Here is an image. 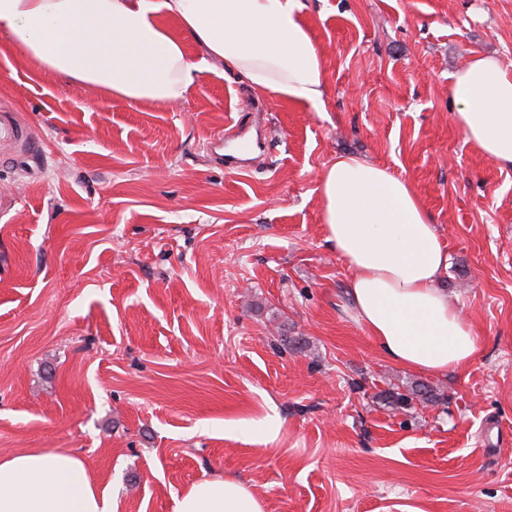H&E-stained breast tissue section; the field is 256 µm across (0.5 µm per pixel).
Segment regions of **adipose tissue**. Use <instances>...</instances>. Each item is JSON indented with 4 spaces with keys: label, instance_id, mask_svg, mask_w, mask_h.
<instances>
[{
    "label": "adipose tissue",
    "instance_id": "1",
    "mask_svg": "<svg viewBox=\"0 0 512 512\" xmlns=\"http://www.w3.org/2000/svg\"><path fill=\"white\" fill-rule=\"evenodd\" d=\"M174 20L171 34L165 19ZM201 52L186 53V43ZM22 53L69 84L131 104L185 98L203 67L223 65L260 95L319 107L321 52L301 0H0V52ZM448 99L467 141L512 168V70L478 55L451 77ZM325 239L354 272L355 321L392 363L443 377L476 357L481 338L439 283L448 248L411 181L356 156L318 179ZM0 512H117L86 463L63 449L0 457ZM173 512H265L245 481L206 478Z\"/></svg>",
    "mask_w": 512,
    "mask_h": 512
}]
</instances>
